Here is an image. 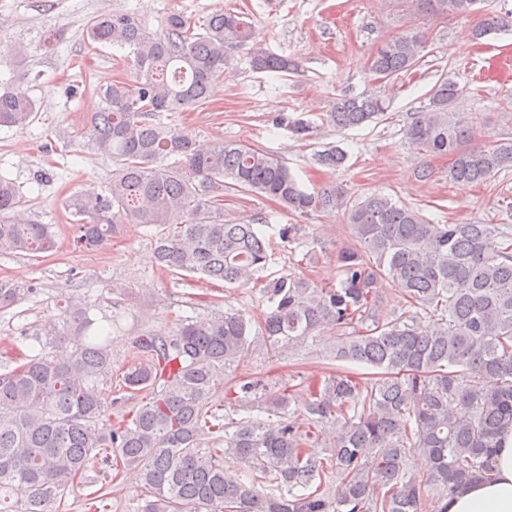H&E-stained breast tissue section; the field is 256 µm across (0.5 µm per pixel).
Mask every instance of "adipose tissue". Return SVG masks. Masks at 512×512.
Wrapping results in <instances>:
<instances>
[{"label":"adipose tissue","instance_id":"1","mask_svg":"<svg viewBox=\"0 0 512 512\" xmlns=\"http://www.w3.org/2000/svg\"><path fill=\"white\" fill-rule=\"evenodd\" d=\"M447 512H512V430L504 433L490 478L457 489Z\"/></svg>","mask_w":512,"mask_h":512}]
</instances>
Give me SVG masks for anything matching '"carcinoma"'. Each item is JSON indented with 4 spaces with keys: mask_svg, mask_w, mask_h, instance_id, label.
Returning <instances> with one entry per match:
<instances>
[{
    "mask_svg": "<svg viewBox=\"0 0 512 512\" xmlns=\"http://www.w3.org/2000/svg\"><path fill=\"white\" fill-rule=\"evenodd\" d=\"M432 16L465 18L482 0H416ZM497 17L475 28L484 39L501 30ZM94 43L127 51L129 78L100 89L103 106L89 121L94 148L112 161L108 186L69 197L73 244L95 250L126 224L157 228V265L172 273L259 286L266 351L281 356L325 328L340 332L335 358L376 369L371 377L336 372L286 388L264 411L232 423L221 404L255 408L260 381L224 387L250 348V321L229 307L185 319L170 336L142 330V361L124 372V388L145 401L112 420V324L99 325L90 306L67 300L60 321L46 327L41 352L17 351V366L0 373V512H60L67 491L96 458L138 470L140 512H445L463 484L493 471L502 433L512 427V225L435 224L381 194L348 204L342 189L303 190L269 152L215 137L197 141L164 114L180 115L207 101L234 53L256 40L235 12L198 24L181 11L151 30L133 12L93 17ZM426 36L404 31L376 46L368 70L394 80L415 68ZM259 73H296L299 62L266 50L247 56ZM462 89L451 78L411 112L403 137L420 161L446 156L449 179L484 184L512 169V140L476 143L478 118L451 107ZM387 110L370 93L336 98L323 121L349 129ZM36 101L13 84L0 86V127L22 128ZM273 124L306 138L318 130L307 113L282 112ZM336 148L314 162L334 170ZM277 201L307 218L347 209L352 243L336 261L341 279L317 285L291 272L263 275L273 262L257 225L224 222V187ZM13 182L0 177V253L42 254L57 246L49 224L21 218ZM398 288L411 310L382 313L379 286ZM29 284L0 283V310L35 294ZM307 425H295L292 405ZM426 471H409V457ZM338 483L336 494L330 485ZM28 495L7 504L13 488ZM269 487L261 491L258 486Z\"/></svg>",
    "mask_w": 512,
    "mask_h": 512,
    "instance_id": "cac0c4a2",
    "label": "carcinoma"
}]
</instances>
